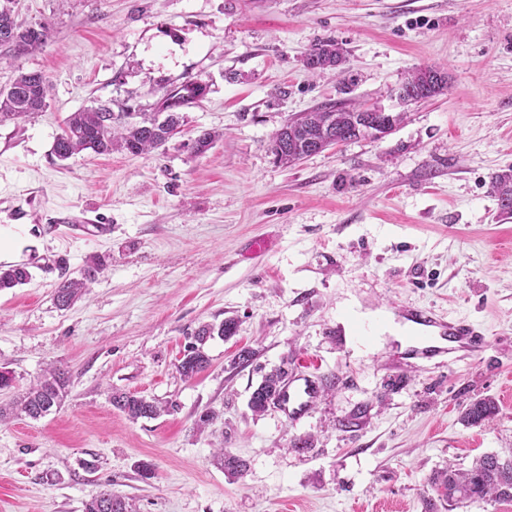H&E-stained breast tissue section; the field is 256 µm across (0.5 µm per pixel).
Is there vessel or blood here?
<instances>
[{
	"label": "vessel or blood",
	"instance_id": "1",
	"mask_svg": "<svg viewBox=\"0 0 512 512\" xmlns=\"http://www.w3.org/2000/svg\"><path fill=\"white\" fill-rule=\"evenodd\" d=\"M408 318L414 324L413 336L420 346H428L433 337H441L448 344L452 353H463L464 356L473 357L481 354L488 345L484 331L473 321L466 317H456L445 320L434 316L423 309H413ZM313 394L311 385H287L282 389L281 404L292 405L296 411H306Z\"/></svg>",
	"mask_w": 512,
	"mask_h": 512
}]
</instances>
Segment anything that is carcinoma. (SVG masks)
<instances>
[{
  "label": "carcinoma",
  "mask_w": 512,
  "mask_h": 512,
  "mask_svg": "<svg viewBox=\"0 0 512 512\" xmlns=\"http://www.w3.org/2000/svg\"><path fill=\"white\" fill-rule=\"evenodd\" d=\"M49 28L45 24L24 27L17 23L12 10L0 6V47L17 55H24L46 44ZM343 61L342 48L334 40L316 43L303 61L312 72L326 70ZM433 67L417 69L407 77L402 87L413 92L417 100H427L443 93L444 88L431 83ZM47 81L38 72L21 71L6 88L0 89V122L31 117L46 107ZM206 87L188 81L163 95L156 112H122L118 115L105 108H87L71 113L62 132L56 137L53 153L61 161L90 149L97 154L124 152L146 154L163 147L181 125L179 109L197 103L205 95ZM401 112H363L361 107L345 108L328 103L292 119L277 130L271 138V150L277 163L290 166L327 148L364 138L362 129L371 127L387 135L402 121ZM219 139V133L201 130L194 139L193 150L202 155ZM490 194L498 201L501 212L512 214V167L492 175ZM103 264L95 260L73 278L63 271L56 283L54 299L61 308L70 307L102 271ZM30 272L22 264L0 267V290L22 285ZM236 322L225 319L218 324H203L193 334L189 352L180 360L178 371L186 379L203 372L209 359L203 347L208 339L235 335ZM70 377L60 368H49L30 385L15 407H0V423L9 415H24L38 420L61 407L68 395ZM283 376L279 372L266 375L251 393L249 407L255 414L268 409L270 400L280 396ZM112 405L132 420L154 418L166 410L156 401H149L130 393L114 391ZM498 412L495 401L481 398L470 402L462 420L477 425L494 418ZM216 463L230 477H239L247 469V462L228 452L214 455ZM435 497L425 500V512H437L438 503L453 509L459 505L488 500H512V457L502 459L495 453L481 456L466 471L448 469L431 479ZM84 512H133L129 502L105 489L84 504Z\"/></svg>",
  "instance_id": "cac0c4a2"
}]
</instances>
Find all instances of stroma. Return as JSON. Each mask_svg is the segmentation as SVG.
Masks as SVG:
<instances>
[{
	"label": "stroma",
	"mask_w": 512,
	"mask_h": 512,
	"mask_svg": "<svg viewBox=\"0 0 512 512\" xmlns=\"http://www.w3.org/2000/svg\"><path fill=\"white\" fill-rule=\"evenodd\" d=\"M10 2L50 35L18 58L0 47V88L21 71L48 83L44 112L0 123V265L32 274L0 290V367L15 376L0 404L51 364L70 393L0 424V512H83L106 487L134 512H425L436 472L512 456V216L489 192L512 166V0ZM329 39L342 63L309 73L305 54ZM427 66L447 89L400 102ZM187 81L206 94L159 150L55 157L70 113L153 112ZM327 103L404 119L278 165L272 133ZM201 129L221 137L197 155ZM95 256L104 272L59 309V261L75 275ZM407 306L469 316L488 348L411 355L383 327ZM352 310L382 317L369 340L344 332ZM227 318L235 335L208 340V368L183 380L188 333ZM274 369L315 383L308 414L250 410ZM116 390L172 409L129 419ZM484 397L495 419L464 424ZM218 448L248 461L243 477L214 464Z\"/></svg>",
	"instance_id": "stroma-1"
}]
</instances>
